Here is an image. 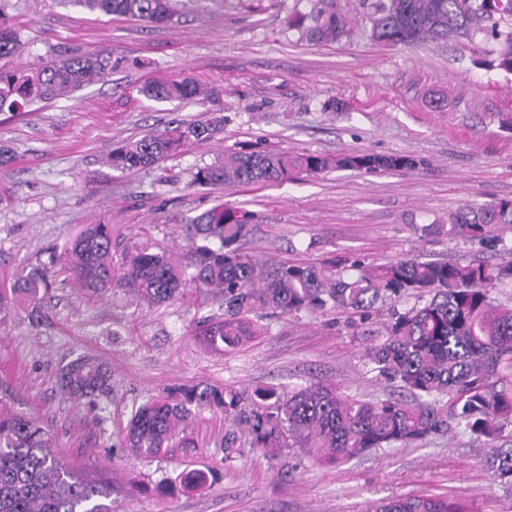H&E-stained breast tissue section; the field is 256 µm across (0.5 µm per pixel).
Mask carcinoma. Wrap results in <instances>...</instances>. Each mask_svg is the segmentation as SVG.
I'll return each mask as SVG.
<instances>
[{
    "mask_svg": "<svg viewBox=\"0 0 512 512\" xmlns=\"http://www.w3.org/2000/svg\"><path fill=\"white\" fill-rule=\"evenodd\" d=\"M91 12L165 24L178 16L176 0H77ZM370 37L382 45H416L448 39L469 42L482 35L492 42L497 68L512 73V0H355ZM301 36L336 43L355 35L349 14L333 0H315L307 15L289 22ZM21 47L20 34L0 17V112H20L36 102L70 96L81 88L111 81L125 68L123 57L63 52L31 69L10 65ZM140 94L154 102H203L219 95L192 78L149 81ZM224 129V115L212 112L187 123L174 120L159 134L149 132L108 153L117 170L151 167L192 141ZM424 160L412 155H380L352 149L334 157L241 148L224 161L200 167L192 183L211 188L279 183L296 171L330 169L376 172L413 169ZM512 226V199L463 206L446 224H425V235L460 237L480 245L503 243L500 227ZM190 263L151 244L131 245L103 220L81 226L63 247L58 274L87 294L100 297L117 288L157 305L185 294L194 283L213 290L220 313L200 332L209 346L234 350L260 335L267 312L296 317L328 308L351 314V324L370 337L360 355L375 380L399 390L386 399L347 395L333 386L312 384L285 390L258 387L180 386L140 405L132 415L126 443L151 459L192 441L183 435L196 412L219 411L230 420L224 433L227 458L249 448L276 459L299 448L322 462L360 458L386 447H411L463 429L478 443L480 462L495 484L512 497V305L495 302L496 288L512 287V260L490 265L422 261L406 255L383 265L344 261L335 269L288 264L243 250L255 225L246 211L222 205L197 216ZM50 287L36 267L17 278L14 291L37 297ZM414 296L417 305L397 304ZM387 311L383 330L367 328ZM108 370L95 356L79 355L59 371L62 389L76 400L107 386ZM109 489L81 478L54 449L51 435L33 418L0 405V512H111ZM370 512H467L460 503L433 496L392 497Z\"/></svg>",
    "mask_w": 512,
    "mask_h": 512,
    "instance_id": "cac0c4a2",
    "label": "carcinoma"
}]
</instances>
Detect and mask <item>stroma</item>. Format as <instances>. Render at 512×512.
Masks as SVG:
<instances>
[{
    "label": "stroma",
    "mask_w": 512,
    "mask_h": 512,
    "mask_svg": "<svg viewBox=\"0 0 512 512\" xmlns=\"http://www.w3.org/2000/svg\"><path fill=\"white\" fill-rule=\"evenodd\" d=\"M167 25L87 11L72 0H5L0 11L19 30L14 66L32 67L71 50L129 60L111 83L67 99L0 113V144L13 163L0 168V398L34 417L61 456L85 479L112 490V512H367L372 502L445 496L470 512H512L458 430L409 448H386L338 466L302 460L299 449L269 460L246 452L225 459L223 414L202 411L186 434L192 445L146 460L124 446L141 404L178 386L252 390L277 384L333 385L383 397L360 362L364 336L329 309L276 315L246 346L224 352L200 337L216 313L208 289L147 305L116 292L90 299L74 285L40 291L38 321L11 293L21 270L48 263L81 227L97 219L128 241L168 245L189 258L187 226L217 204L249 211L257 229L245 250L317 267L346 258L382 265L410 254L424 260L491 264L511 256L445 236H425L466 204L512 197V73L484 62L466 41L383 46L361 35L321 44L288 28L309 0H179ZM184 76L220 88L208 102L154 103L139 89L154 78ZM225 116L224 129L154 166H104L112 146L175 119ZM335 155L350 149L421 158L408 170H328L270 185L201 188L198 167L245 144ZM90 353L110 370L92 399L64 393L57 374ZM199 471L205 486L186 488Z\"/></svg>",
    "instance_id": "35a3bbf8"
}]
</instances>
